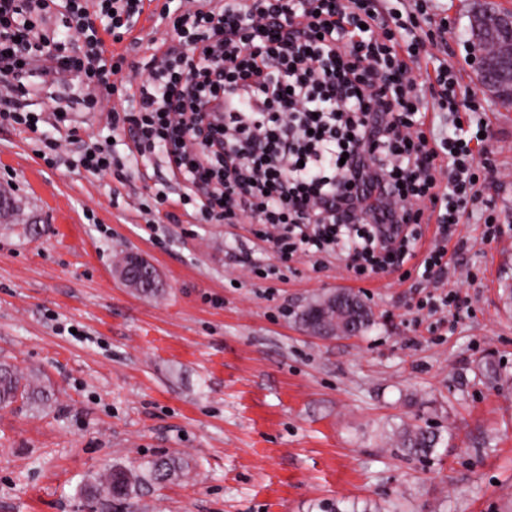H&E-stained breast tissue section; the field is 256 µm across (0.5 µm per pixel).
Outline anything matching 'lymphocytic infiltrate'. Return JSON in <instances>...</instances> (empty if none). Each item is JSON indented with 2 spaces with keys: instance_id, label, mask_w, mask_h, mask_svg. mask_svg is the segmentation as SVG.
<instances>
[{
  "instance_id": "obj_1",
  "label": "lymphocytic infiltrate",
  "mask_w": 512,
  "mask_h": 512,
  "mask_svg": "<svg viewBox=\"0 0 512 512\" xmlns=\"http://www.w3.org/2000/svg\"><path fill=\"white\" fill-rule=\"evenodd\" d=\"M429 2L179 0L159 14L171 35L131 65L107 45H140L145 0H0V126L67 121L64 106L23 104L36 78L82 85L84 108L108 113L129 159L160 154L179 192L157 203L261 225L284 259L344 254L355 274L383 270L413 257L427 215L462 223L479 195L462 138L429 137L427 111L476 109L447 62L419 81L422 27L448 34ZM447 254L438 243L422 261L444 291L426 300L433 315L463 307L443 288Z\"/></svg>"
}]
</instances>
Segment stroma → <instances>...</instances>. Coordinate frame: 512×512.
Here are the masks:
<instances>
[{"label":"stroma","instance_id":"1","mask_svg":"<svg viewBox=\"0 0 512 512\" xmlns=\"http://www.w3.org/2000/svg\"><path fill=\"white\" fill-rule=\"evenodd\" d=\"M475 0H433L448 21L457 94L476 96L466 138L488 164L479 186L498 217L458 225L449 285L469 315L429 332L415 262L354 277L345 258L282 266L256 224H173L138 211L177 186L161 162L105 176L34 154L30 132L0 127V358L40 374L50 408L0 409V512H83L81 489L112 464L159 456L187 476L143 484L97 512H512V108L478 89L469 62ZM143 254L162 292L141 297L114 273ZM360 296L365 334L321 338L296 313L319 295ZM77 335H69V328ZM433 425L427 461L392 446Z\"/></svg>","mask_w":512,"mask_h":512}]
</instances>
